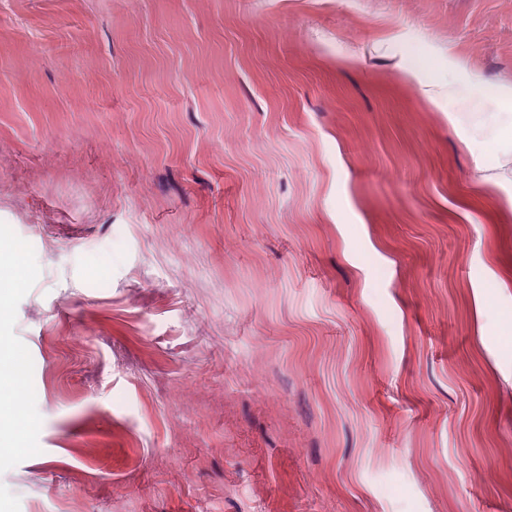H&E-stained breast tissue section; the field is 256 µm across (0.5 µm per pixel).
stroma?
<instances>
[{
	"instance_id": "35a3bbf8",
	"label": "stroma",
	"mask_w": 512,
	"mask_h": 512,
	"mask_svg": "<svg viewBox=\"0 0 512 512\" xmlns=\"http://www.w3.org/2000/svg\"><path fill=\"white\" fill-rule=\"evenodd\" d=\"M509 94L512 0H0V512H512ZM7 354L8 360L12 364L11 379L13 386L9 390L10 400L15 408V415L9 423V427L17 435L24 428H28L31 425L26 415L29 391L27 390L25 367L20 355L16 352H9Z\"/></svg>"
}]
</instances>
